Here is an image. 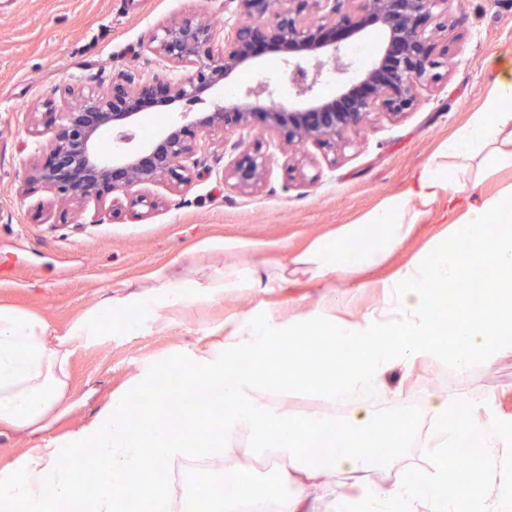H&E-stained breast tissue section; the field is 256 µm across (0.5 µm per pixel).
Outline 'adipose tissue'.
Instances as JSON below:
<instances>
[{
    "label": "adipose tissue",
    "mask_w": 512,
    "mask_h": 512,
    "mask_svg": "<svg viewBox=\"0 0 512 512\" xmlns=\"http://www.w3.org/2000/svg\"><path fill=\"white\" fill-rule=\"evenodd\" d=\"M500 166H512V74L501 73L481 110L414 176L406 193L389 198L358 224L341 227L335 237L314 241L295 256L293 265L314 277L354 273L383 263L409 236L419 210L445 207V229L389 278L379 281L384 304L356 323L327 310L301 322L271 314L245 319L223 342L186 356H170L183 387L223 391L222 409L206 401L184 406L180 421L162 431L150 423L166 414L169 400L156 384V371L142 374L130 388L117 392L102 418L65 448H33L0 468V512H61L75 504L78 512H125L127 487L140 486L144 512H240L246 505L261 512H311L310 492L326 487L330 512H417L414 483L390 490L375 487L367 473L381 457L376 448L388 436L408 437L415 422L405 409L378 415L370 397L384 392L386 377L398 367L435 359L456 372L475 363L489 364L512 353V185L474 201L459 203L456 193L479 185ZM484 282L485 322L474 321L475 302L464 287L479 271ZM286 272L270 274L259 267L229 263L199 282L185 268L169 264L153 271L139 290L111 297L76 320L71 339L98 335L103 323L123 319L126 327L161 309L179 308L234 288L263 291L286 285ZM450 303L458 331L451 341L438 339L436 317ZM44 320L0 305V426L18 431L44 428L55 410L64 408L73 350L57 342ZM305 342L298 352L297 342ZM247 369H239L242 356ZM288 384L325 402H343L344 424L323 418L301 421L269 414V392ZM455 393L440 392L423 403L436 420L426 445L442 463L425 475L432 487L427 512H512V497L491 496L492 471H475L456 479L446 461L458 449L482 439L488 460L512 448V417L449 421ZM99 462L92 482L77 480L74 465L84 445ZM273 452L280 460L274 481L245 477L230 470L233 497L195 488L192 502L178 501L157 488L150 470L176 464Z\"/></svg>",
    "instance_id": "1"
}]
</instances>
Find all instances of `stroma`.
<instances>
[{"instance_id":"1","label":"stroma","mask_w":512,"mask_h":512,"mask_svg":"<svg viewBox=\"0 0 512 512\" xmlns=\"http://www.w3.org/2000/svg\"><path fill=\"white\" fill-rule=\"evenodd\" d=\"M202 13L218 42L239 21L225 0H0V304L45 320L61 337L103 300L175 260L199 280L235 260L288 262L314 240L359 223L403 194L414 173L481 108L499 76L497 61L512 62V0H453L449 18L465 23L448 29L447 78L423 89L406 114L375 115L335 163L315 149L304 172L290 170L278 136L244 130L247 143L276 159L262 191L247 196L224 181V137L218 134L198 149L194 176L180 193L166 183L143 187L159 203L149 213L113 209L108 192L98 201H66L27 180L26 169L41 156L40 139L27 133L29 121L49 139L62 125L61 113L81 107L82 91L111 90L120 75L178 79L143 43L159 25ZM303 173L308 182L300 181ZM444 224L442 209L428 208L386 261L330 282L299 271L288 287L230 290L161 312L130 331L105 324L96 339L76 348L65 410L35 433L0 428V467L38 446L70 444L139 373L156 369L173 352L221 340L225 321L258 317L266 309L298 320L327 298L349 319H360L383 304L372 281L391 276ZM214 238L243 242L245 249L235 255L206 250ZM387 383L375 411L404 407L417 414L422 399L451 388L483 404L489 416L512 417V355L475 364L461 376L445 363L421 360L390 372ZM400 458L402 468L385 478V486L418 480L417 504L425 506L430 488L420 477L434 468L433 453L412 436Z\"/></svg>"}]
</instances>
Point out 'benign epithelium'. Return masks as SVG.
I'll return each mask as SVG.
<instances>
[{
  "mask_svg": "<svg viewBox=\"0 0 512 512\" xmlns=\"http://www.w3.org/2000/svg\"><path fill=\"white\" fill-rule=\"evenodd\" d=\"M235 4L240 22L224 41L211 40V26L203 20L171 21L157 27L143 48L184 76L171 82L154 75L151 81L118 88L112 96L93 92L85 96L84 107L93 122L82 115L63 113L67 125L61 136L48 139L41 150L71 163L78 177L74 182L58 179L53 171L35 162L27 169V179L43 184L56 194L83 203L97 196V185L115 172L122 178L109 189L124 196L137 186L172 181V191L187 184L192 175L187 162L195 154L197 142L180 135L187 126L198 128L201 138L222 132L232 136L252 127L251 117L264 110L262 130L278 134L296 149L311 144L334 154L353 144L354 138L371 120L376 107L398 116L412 109L419 89L439 80L440 69L448 67V45L436 50L435 41L448 40V0H227ZM380 25L386 36L383 48L397 41L402 53L394 62L388 81L378 83L374 69L363 72L357 82L370 86L367 96L357 100L348 112L332 110V103L316 95L327 73L340 79L337 96L353 90L346 77L353 60L344 41L324 38L328 30H342L360 37L372 25ZM276 40L288 53L284 60L289 78L297 87L301 108L290 110L275 99V89L267 82L245 86L234 97L214 103L209 115L200 121L189 112H178L165 129V152L150 166L142 163L144 150L137 140V99L154 88L167 92V102L193 103L244 67H251L259 54L250 45ZM237 155L224 164V182L242 193H257L266 181L273 157L251 147L243 138L231 143Z\"/></svg>",
  "mask_w": 512,
  "mask_h": 512,
  "instance_id": "7a95c632",
  "label": "benign epithelium"
}]
</instances>
